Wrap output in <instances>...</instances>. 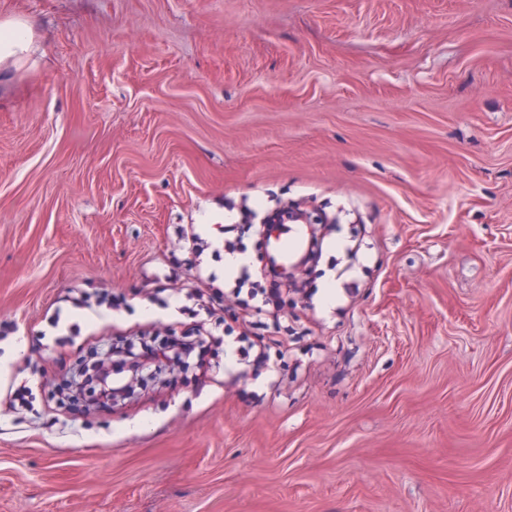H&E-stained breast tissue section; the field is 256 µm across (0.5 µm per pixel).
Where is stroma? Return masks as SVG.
Segmentation results:
<instances>
[{
	"label": "stroma",
	"mask_w": 512,
	"mask_h": 512,
	"mask_svg": "<svg viewBox=\"0 0 512 512\" xmlns=\"http://www.w3.org/2000/svg\"><path fill=\"white\" fill-rule=\"evenodd\" d=\"M0 512H512V0H0ZM340 212L275 370L55 389L150 321L176 228ZM117 310L50 321L69 290ZM29 383L31 401L5 396ZM29 27L22 21H6L0 23V65L17 66L22 63L32 50Z\"/></svg>",
	"instance_id": "1"
}]
</instances>
